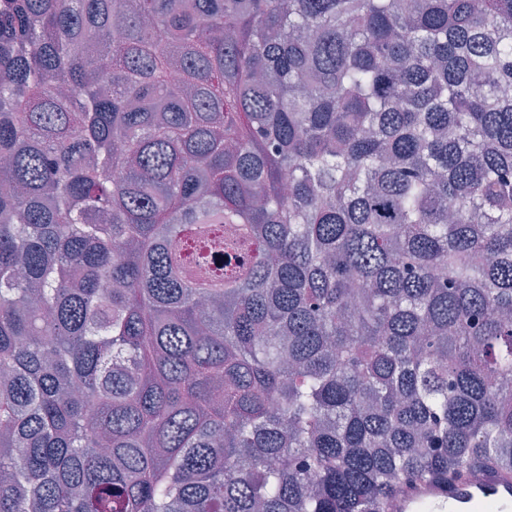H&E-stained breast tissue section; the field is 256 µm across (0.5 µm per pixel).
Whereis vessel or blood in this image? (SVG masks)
Returning a JSON list of instances; mask_svg holds the SVG:
<instances>
[{
	"label": "vessel or blood",
	"mask_w": 512,
	"mask_h": 512,
	"mask_svg": "<svg viewBox=\"0 0 512 512\" xmlns=\"http://www.w3.org/2000/svg\"><path fill=\"white\" fill-rule=\"evenodd\" d=\"M487 501L495 512H512V472L477 468L445 485L421 482L397 496L393 512H479Z\"/></svg>",
	"instance_id": "b4317fda"
}]
</instances>
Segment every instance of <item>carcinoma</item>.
I'll return each mask as SVG.
<instances>
[{
    "label": "carcinoma",
    "mask_w": 512,
    "mask_h": 512,
    "mask_svg": "<svg viewBox=\"0 0 512 512\" xmlns=\"http://www.w3.org/2000/svg\"><path fill=\"white\" fill-rule=\"evenodd\" d=\"M0 512H388L512 470V0H0Z\"/></svg>",
    "instance_id": "1"
}]
</instances>
